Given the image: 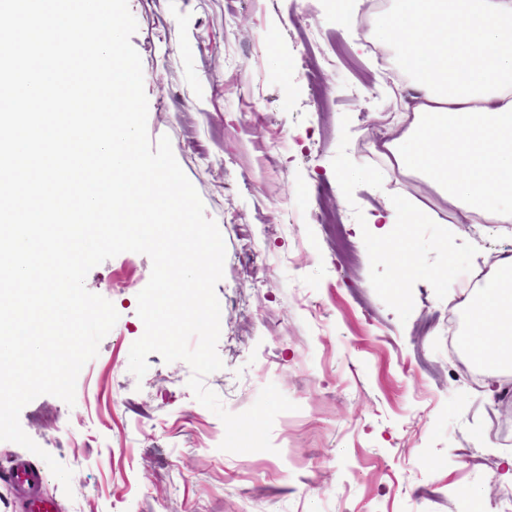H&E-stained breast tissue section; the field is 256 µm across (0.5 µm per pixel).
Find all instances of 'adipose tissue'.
Here are the masks:
<instances>
[{"instance_id": "ef3b65f1", "label": "adipose tissue", "mask_w": 512, "mask_h": 512, "mask_svg": "<svg viewBox=\"0 0 512 512\" xmlns=\"http://www.w3.org/2000/svg\"><path fill=\"white\" fill-rule=\"evenodd\" d=\"M367 48L388 47L405 73L412 119L377 152L406 176L420 178L447 202L451 223H512V0H390L371 13ZM425 203L390 201L368 216L372 257L405 270L429 271L406 240L429 224ZM463 342L478 370L512 360V255L467 296Z\"/></svg>"}]
</instances>
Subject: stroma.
<instances>
[{"mask_svg":"<svg viewBox=\"0 0 512 512\" xmlns=\"http://www.w3.org/2000/svg\"><path fill=\"white\" fill-rule=\"evenodd\" d=\"M128 4L149 138L170 137L225 242L223 367L204 383L232 413L269 384L295 408L276 417L273 451L229 453L186 362L153 353L136 378L129 352L152 264L124 252L86 277L119 319L80 372L74 405L43 395L20 413L73 472L71 492L49 471L41 492L61 512H470L466 488L484 486L487 512H512V375L490 396L487 375L448 339L449 317L466 319L462 286L512 253V223L452 236L447 202L388 170L375 138L406 118L395 79L358 49L363 22L337 21L331 0ZM352 162L385 172L383 188L338 193ZM393 195L434 210L407 243L447 283L410 285L371 258L364 220Z\"/></svg>","mask_w":512,"mask_h":512,"instance_id":"obj_1","label":"stroma"}]
</instances>
